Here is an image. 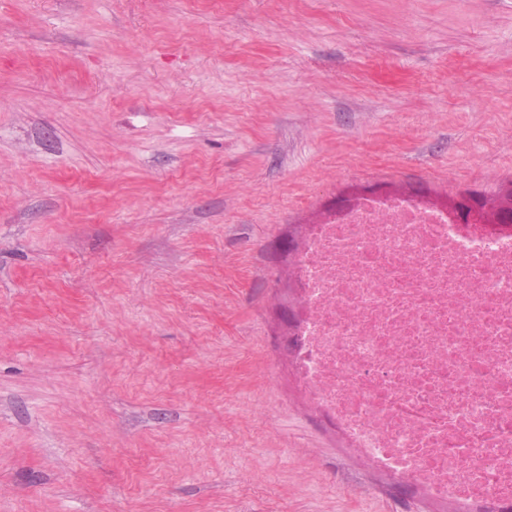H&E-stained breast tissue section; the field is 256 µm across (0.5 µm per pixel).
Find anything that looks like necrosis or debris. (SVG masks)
<instances>
[{
  "instance_id": "necrosis-or-debris-1",
  "label": "necrosis or debris",
  "mask_w": 512,
  "mask_h": 512,
  "mask_svg": "<svg viewBox=\"0 0 512 512\" xmlns=\"http://www.w3.org/2000/svg\"><path fill=\"white\" fill-rule=\"evenodd\" d=\"M288 272L294 382L342 448L454 512H512V224L358 197Z\"/></svg>"
}]
</instances>
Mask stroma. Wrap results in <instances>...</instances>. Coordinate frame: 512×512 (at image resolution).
<instances>
[{"mask_svg": "<svg viewBox=\"0 0 512 512\" xmlns=\"http://www.w3.org/2000/svg\"><path fill=\"white\" fill-rule=\"evenodd\" d=\"M373 184H512V0H0V512H450L280 345Z\"/></svg>", "mask_w": 512, "mask_h": 512, "instance_id": "1", "label": "stroma"}]
</instances>
